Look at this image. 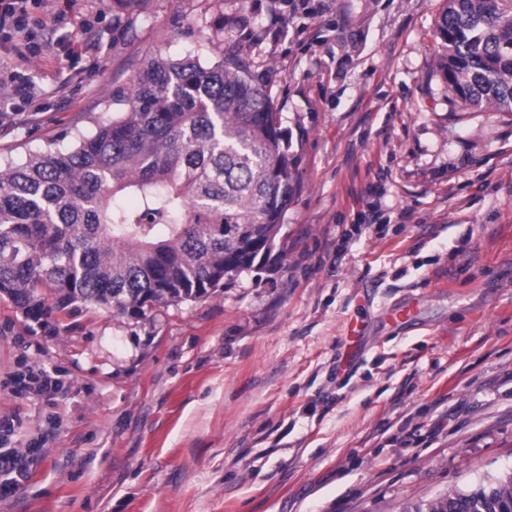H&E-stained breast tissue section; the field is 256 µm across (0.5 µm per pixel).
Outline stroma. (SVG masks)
<instances>
[{"mask_svg":"<svg viewBox=\"0 0 512 512\" xmlns=\"http://www.w3.org/2000/svg\"><path fill=\"white\" fill-rule=\"evenodd\" d=\"M31 0L0 35V163L107 120L147 56L241 47L292 138L282 265L131 318L0 296V512H404L512 477V112L452 99L446 0ZM75 44L61 65L53 48ZM28 79L38 94L10 96ZM416 306L404 323L388 314ZM364 320L350 372L343 330ZM55 393L23 392L30 366ZM37 452L35 448L26 453L15 448H0V500L8 499L17 492Z\"/></svg>","mask_w":512,"mask_h":512,"instance_id":"35a3bbf8","label":"stroma"}]
</instances>
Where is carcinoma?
Wrapping results in <instances>:
<instances>
[{
  "label": "carcinoma",
  "instance_id": "1",
  "mask_svg": "<svg viewBox=\"0 0 512 512\" xmlns=\"http://www.w3.org/2000/svg\"><path fill=\"white\" fill-rule=\"evenodd\" d=\"M436 35L453 97L512 112V0H447ZM104 104L112 119L70 150L0 170V295L33 320L46 312L40 288L59 310L93 302L137 317L263 269L255 244L282 263L297 158L240 47L213 64L146 57ZM406 512H512V478Z\"/></svg>",
  "mask_w": 512,
  "mask_h": 512
}]
</instances>
